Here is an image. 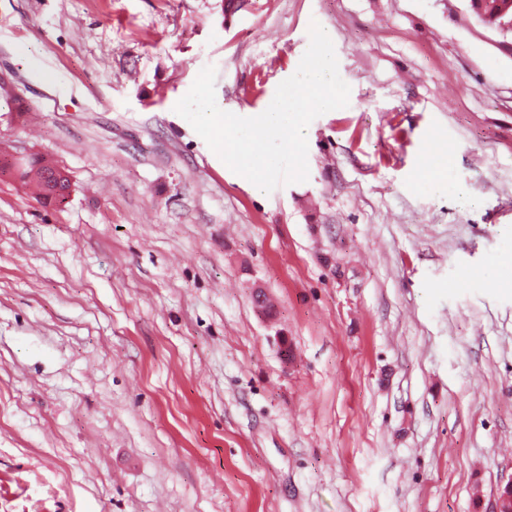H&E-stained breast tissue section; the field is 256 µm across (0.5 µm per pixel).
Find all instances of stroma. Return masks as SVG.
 <instances>
[{
	"instance_id": "1",
	"label": "stroma",
	"mask_w": 512,
	"mask_h": 512,
	"mask_svg": "<svg viewBox=\"0 0 512 512\" xmlns=\"http://www.w3.org/2000/svg\"><path fill=\"white\" fill-rule=\"evenodd\" d=\"M314 21L349 104L253 195L174 106L211 66L263 111ZM0 153L71 181L0 173V512H493L512 56L467 0H0ZM52 169L58 171V178L53 180L47 177ZM17 177L26 186H31L39 201L45 207H54L57 204V195L62 191H69L71 182L62 168L43 157H28L20 159L17 166Z\"/></svg>"
}]
</instances>
